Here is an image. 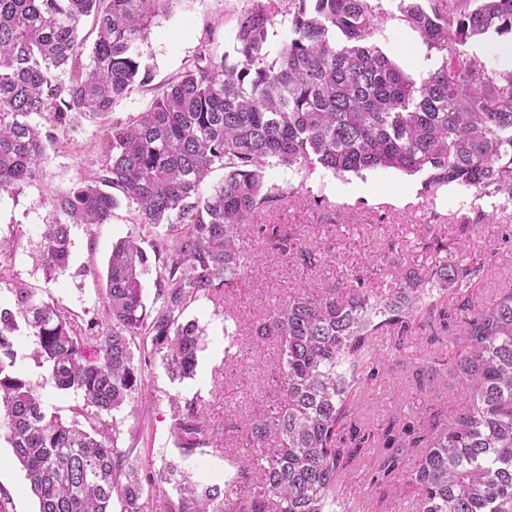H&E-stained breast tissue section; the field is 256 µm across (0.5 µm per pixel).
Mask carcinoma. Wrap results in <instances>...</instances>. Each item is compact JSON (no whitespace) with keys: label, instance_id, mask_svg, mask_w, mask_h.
<instances>
[{"label":"carcinoma","instance_id":"1","mask_svg":"<svg viewBox=\"0 0 512 512\" xmlns=\"http://www.w3.org/2000/svg\"><path fill=\"white\" fill-rule=\"evenodd\" d=\"M176 2L0 0V193L38 176L45 143L71 113L104 119L150 83L140 46ZM248 2L236 17L234 55L201 46L146 110L104 125L105 175L52 198L66 221L46 225L36 254L51 270L68 267L70 225L111 220L119 205L111 188L139 223L177 229L172 244H157L164 294L156 316L142 296L149 257L134 239L112 246L101 319L89 335L28 288L14 289V308L0 307V432L39 512H150L146 482L175 491L166 512H224L221 485L174 463L141 475L131 449L118 445V425L103 417L135 397L154 355L171 379L193 377L202 330L183 313L202 297L246 287L258 262L244 247L246 226L304 274L324 262L321 247L286 227L250 224L285 199L265 181L266 168L425 172L429 190L455 184L512 204V72L477 86L480 64L457 49L490 32L512 35V0H399L400 20L442 54L418 82L369 42L382 14L375 0ZM279 16L291 37L274 49L269 28ZM87 17L96 39L86 62L79 29ZM34 115L50 126L34 125ZM216 168L223 181L202 193ZM434 250L431 268L407 271L386 295L354 272L348 288L303 284L251 325L253 342L277 345L280 399L274 414L257 413L249 425L246 446L263 454L232 461L231 483L243 492L236 512H336L348 444L384 449L383 477L406 480L422 512H512V291L466 321L450 365L463 388L457 407L426 427L351 424L379 363L371 338L447 332L441 296L465 294L485 270L481 258H460L457 242L438 240ZM21 321L45 380L82 398L69 422L17 367ZM94 338L102 356L89 361L83 349ZM148 338L150 355L136 358ZM171 437L185 457L220 447V427L195 400L175 404ZM413 448L421 456L408 468Z\"/></svg>","mask_w":512,"mask_h":512}]
</instances>
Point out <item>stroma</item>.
Returning a JSON list of instances; mask_svg holds the SVG:
<instances>
[{
    "label": "stroma",
    "mask_w": 512,
    "mask_h": 512,
    "mask_svg": "<svg viewBox=\"0 0 512 512\" xmlns=\"http://www.w3.org/2000/svg\"><path fill=\"white\" fill-rule=\"evenodd\" d=\"M380 4L385 17L376 24L372 43L410 78L421 80L429 67L440 65V54L428 50L419 34L400 21L396 0ZM246 5L247 0H177L170 12L157 17L142 47L151 81L120 101L112 119L143 111L157 87L194 60L200 45H208L217 57L232 51L235 17ZM493 43L507 47L512 38L489 33L462 47L465 55L481 63L482 82L506 69L500 56L488 53ZM102 134L100 119L72 116L58 130V144L46 148L37 179L21 193H0V234L15 236L10 251L0 254V266L6 270L0 280L1 306H13L14 288H27L65 311L78 329H85L103 309L113 245L130 237L140 239L146 249L153 244L136 211L122 204L109 223L72 226L66 270L50 271L34 260L46 225L57 217L51 198L99 173ZM266 180L290 192L291 199L258 214L256 223L285 224L317 242L325 253L324 263L304 275L285 257L270 253L252 266L245 290L190 304L183 318L203 331L195 377L171 380L160 360H153L134 401L115 414L121 444L131 449L143 470L178 463L204 481L225 485L231 502L238 496L229 484L234 473L231 461L246 442L247 425L255 413L273 411L277 405L278 386L271 371L277 348L272 343L253 345L244 334L269 302L297 291L306 281L331 288L349 286L352 272L358 270L375 292H388L405 271L432 266L431 242L437 236L462 239L468 257L487 258L488 267L471 291L472 304L487 303L512 290V205L500 199L479 198L456 185L428 190L424 174L410 176L393 169L339 175L319 165L275 167L267 170ZM470 315L467 309L452 310L448 332L436 341L424 332L376 336L379 374L358 398L356 423L373 427L399 417L425 426L435 414L454 409L462 387L449 373H434L433 367L437 359L455 356ZM192 399L201 402L207 420L224 427L223 452L185 458L175 448L170 434L173 403ZM383 457L382 449H361L343 471L340 487L350 512H419L407 483L375 486ZM1 500L8 503L6 512L38 509L9 444L0 437Z\"/></svg>",
    "instance_id": "35a3bbf8"
}]
</instances>
